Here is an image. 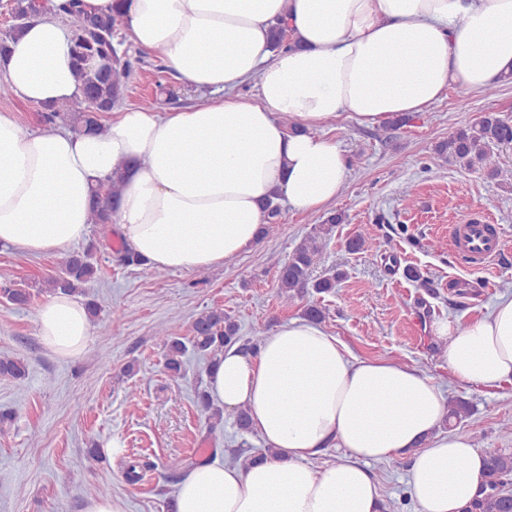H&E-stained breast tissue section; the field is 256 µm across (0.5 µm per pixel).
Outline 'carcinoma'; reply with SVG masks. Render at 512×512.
<instances>
[{
	"label": "carcinoma",
	"mask_w": 512,
	"mask_h": 512,
	"mask_svg": "<svg viewBox=\"0 0 512 512\" xmlns=\"http://www.w3.org/2000/svg\"><path fill=\"white\" fill-rule=\"evenodd\" d=\"M9 10L13 15V24L0 39V51L8 47L33 16L35 0H11ZM57 10L63 14L72 33L71 64L81 80L83 99L72 104L44 107L41 116L46 124L60 122L76 134L94 133L100 129L98 115L112 111L113 106L123 99L129 79L142 61L119 49L116 36L125 27L122 13L94 18L81 9L80 0H62ZM511 145L512 124L495 112H486L476 123L455 129L448 140L439 143L435 148V158L506 185L512 180V171L503 167L495 149ZM119 197L120 190L115 185L105 195L99 190L95 191L91 198L90 223H109ZM343 221V214L334 212L322 223L313 225L287 259L271 257L272 265L277 268L276 282L280 297L285 300L302 298L311 289L318 294L330 293L345 278L342 272L317 280L311 277L312 268L320 259L326 242L330 240L336 225ZM91 257L89 248L81 253H69L62 259L57 271L42 283L36 286L3 285L0 287V297L23 308L39 294L78 295L82 292V285L96 273ZM191 331L192 335L188 337L180 336L166 326L156 331L165 350L164 368L173 375L184 372L188 352L212 364L224 352V347L239 340L238 325L221 307L199 313L192 322ZM27 372L28 366L23 359L0 358V379L14 382L20 392L26 389L24 381ZM194 404L209 428L223 424L224 415L211 404L206 390L196 391ZM511 481L512 448L493 449L487 463L484 487L463 512H512V500L507 490Z\"/></svg>",
	"instance_id": "cac0c4a2"
}]
</instances>
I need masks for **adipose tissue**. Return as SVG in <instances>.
Returning a JSON list of instances; mask_svg holds the SVG:
<instances>
[{
    "mask_svg": "<svg viewBox=\"0 0 512 512\" xmlns=\"http://www.w3.org/2000/svg\"><path fill=\"white\" fill-rule=\"evenodd\" d=\"M126 34L161 54L205 97L159 116L126 108L102 133L29 132L0 112V244L47 254L83 238L92 187L119 179L111 216L146 266L224 265L260 236L263 205L300 211L333 202L349 162L323 129L346 112L383 125L425 111L452 87L481 90L512 75V0H122ZM286 26L292 47L273 48ZM71 32L55 10L29 20L0 80L38 107L79 98ZM254 83L255 96L240 93ZM43 346L81 355L91 322L76 296L38 312ZM448 370L487 388L512 384V295L486 316L434 324ZM208 393L225 413L247 410L271 453L249 468L214 456L190 467L172 512H383L368 463L410 456L419 512H460L487 457L441 426L448 411L429 377L385 359H355L319 325L291 319L258 350L225 347ZM336 462L311 466L326 448Z\"/></svg>",
    "mask_w": 512,
    "mask_h": 512,
    "instance_id": "1",
    "label": "adipose tissue"
}]
</instances>
